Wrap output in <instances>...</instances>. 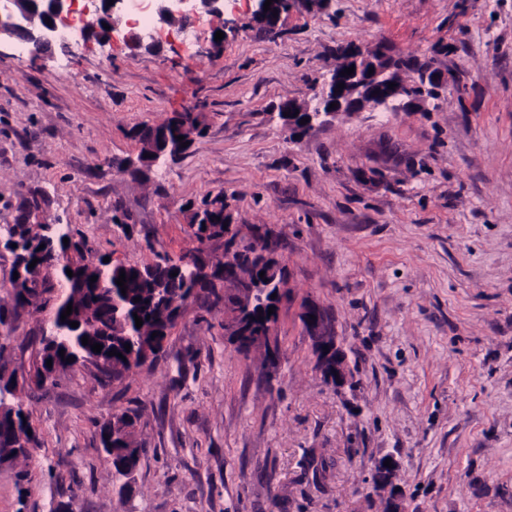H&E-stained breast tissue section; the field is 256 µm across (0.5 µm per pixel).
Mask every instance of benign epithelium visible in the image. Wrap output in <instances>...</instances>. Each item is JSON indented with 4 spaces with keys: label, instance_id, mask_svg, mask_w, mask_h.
<instances>
[{
    "label": "benign epithelium",
    "instance_id": "benign-epithelium-1",
    "mask_svg": "<svg viewBox=\"0 0 512 512\" xmlns=\"http://www.w3.org/2000/svg\"><path fill=\"white\" fill-rule=\"evenodd\" d=\"M126 0H96L95 18L84 30V34H93L100 40L108 42L112 33L118 29L119 18L123 14ZM156 17L153 23L170 24L172 22H189L204 15H224V0H153ZM265 0H257V7L253 20L264 30H274L280 20L279 14L284 12V0H273L270 10H264ZM71 9V0H6L0 7V39L6 38L18 44L31 48V54L38 56L59 42L58 22L64 14ZM278 15H273V12ZM110 29H105L104 25ZM349 61L355 67L354 74L342 75L335 78L336 83L344 84V88L336 93L337 107L325 111L327 115L352 114L366 110L373 111L386 105L394 98H406L410 91L408 82H400L392 76L393 69L389 65L388 57L374 51H357L350 54ZM374 72H369V69ZM394 82L396 87L390 89L388 84ZM152 139L161 140V146L153 150L151 164L161 160H170L176 156L181 148V141L171 142L169 131L159 124H150ZM202 263L199 266V284L206 287L213 286L220 295L224 294L221 280L212 277L213 263L217 262L211 253L212 242L203 240L199 243ZM269 257L266 275L278 281L281 300L287 299L288 285L280 281L282 270L281 259L277 246L271 245L266 250ZM312 305L305 304L301 308L303 326L314 345L316 368L324 379L334 387L340 389L349 378V369L343 352L337 347L332 332L331 318L321 313L310 318L309 310ZM256 342L269 347L270 362L265 370L270 373L277 365L279 345L275 336V324H267L264 334L256 337Z\"/></svg>",
    "mask_w": 512,
    "mask_h": 512
}]
</instances>
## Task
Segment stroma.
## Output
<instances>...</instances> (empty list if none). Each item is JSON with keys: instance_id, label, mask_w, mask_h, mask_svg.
I'll use <instances>...</instances> for the list:
<instances>
[{"instance_id": "1", "label": "stroma", "mask_w": 512, "mask_h": 512, "mask_svg": "<svg viewBox=\"0 0 512 512\" xmlns=\"http://www.w3.org/2000/svg\"><path fill=\"white\" fill-rule=\"evenodd\" d=\"M255 9L158 26L153 52L126 23L38 58L0 42V236L33 208L87 260L150 263L194 248L191 208L221 193L242 243L278 241L290 287L272 373L192 303L122 380L80 363L6 395L41 446L0 464V512H383L386 459L405 512H512V0H292L272 35ZM358 50L445 81L292 138L273 105L311 102ZM186 111L205 131L178 160L125 169L132 128ZM306 303L332 319L344 389L315 366ZM53 316L6 313L8 372ZM136 408L148 452L127 483L98 425Z\"/></svg>"}]
</instances>
